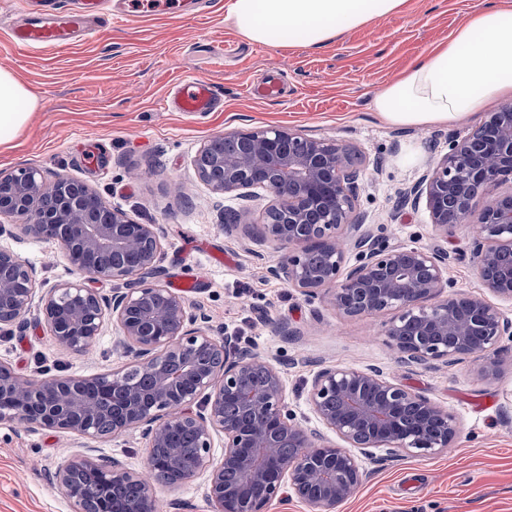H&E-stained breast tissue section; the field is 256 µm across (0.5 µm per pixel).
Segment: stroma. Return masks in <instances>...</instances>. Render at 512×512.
<instances>
[{
    "instance_id": "1",
    "label": "stroma",
    "mask_w": 512,
    "mask_h": 512,
    "mask_svg": "<svg viewBox=\"0 0 512 512\" xmlns=\"http://www.w3.org/2000/svg\"><path fill=\"white\" fill-rule=\"evenodd\" d=\"M229 0H188L182 15L116 22L70 49L28 51L8 44L16 6L0 0V69L12 72L38 105L14 148L0 146V169L33 167L46 181L65 174L97 190L143 224L159 225L167 275L198 281L187 292L203 329L232 334L285 373L288 403L309 416L307 390L320 365L378 368L452 412L458 435L431 455L361 457L363 483L336 512H512V339L492 356L497 378L481 374L482 359L401 366L386 343L387 315L348 318L272 278L281 258L274 246L246 234L227 236L226 211L248 208L260 223L266 202L218 196L197 177L194 157L230 131L286 128L349 145L363 170L355 211L391 244L431 247L440 237L425 206L402 200L403 190L436 164L449 138L487 117L479 112L454 126L399 127L370 108L372 95L432 45L449 39L472 13L499 0H408L407 8L350 30L319 48H277L249 42L227 19ZM227 49L223 69L212 56ZM186 74L222 93L202 117L165 108ZM470 230L458 225L446 241L448 275L456 291H478L468 251ZM50 286L80 280L60 244L21 238L12 243ZM289 326L291 335L277 331ZM113 328L83 352L57 345L38 310L24 326L0 333V362L22 376L91 378L125 368L131 357L113 345ZM86 442L55 430L24 432L0 422V512H74L52 473L84 451ZM98 455L129 467L146 459V442L130 431L96 442Z\"/></svg>"
}]
</instances>
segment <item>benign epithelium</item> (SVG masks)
Masks as SVG:
<instances>
[{
	"label": "benign epithelium",
	"mask_w": 512,
	"mask_h": 512,
	"mask_svg": "<svg viewBox=\"0 0 512 512\" xmlns=\"http://www.w3.org/2000/svg\"><path fill=\"white\" fill-rule=\"evenodd\" d=\"M231 135L241 141L238 153L216 152L212 139L196 154L211 155L212 165L195 169L218 194L249 200L261 189L273 198L263 223L242 224L236 214L224 233L243 230L257 244L287 248L271 268L275 278L346 317L393 313L384 335L408 367L478 356L512 338V320L499 306L512 302V192H495L501 175L512 174V106L449 139L438 166L406 193L414 203L425 199L445 240L472 215L474 199L488 196L468 245L481 291L467 294L448 278L447 249L389 245L355 216L362 172L350 147L283 128ZM46 194L56 198L51 210L41 205ZM21 236L59 242L82 280L37 295L35 268L5 244ZM162 239L159 225L131 219L83 182L59 176L49 185L36 169L0 170V331L20 325L37 303L61 347L84 350L110 317L116 345L133 354L129 370L112 374L118 393L88 390L73 377L24 378L0 363L1 422L97 440L101 404L110 400L108 436L138 430L147 440L140 470L81 455L55 473L76 512H83L82 472L137 486L136 512H158L154 471L178 464L182 434L192 439L195 460L174 485L203 476L213 512H268L282 495L311 512H336L363 482L359 455H427L453 440L448 409L377 368H321L307 394L316 425H303L289 408L278 362L233 336L201 333V315L161 283ZM104 280L123 287L103 295L94 284ZM218 436L224 451L216 462Z\"/></svg>",
	"instance_id": "1"
}]
</instances>
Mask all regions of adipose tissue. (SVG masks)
Masks as SVG:
<instances>
[{
    "label": "adipose tissue",
    "mask_w": 512,
    "mask_h": 512,
    "mask_svg": "<svg viewBox=\"0 0 512 512\" xmlns=\"http://www.w3.org/2000/svg\"><path fill=\"white\" fill-rule=\"evenodd\" d=\"M407 0H231L227 17L250 42L318 47L400 12ZM512 102V0L472 15L376 92L370 106L396 126H452L493 103ZM36 100L0 70V146L12 143Z\"/></svg>",
    "instance_id": "obj_1"
}]
</instances>
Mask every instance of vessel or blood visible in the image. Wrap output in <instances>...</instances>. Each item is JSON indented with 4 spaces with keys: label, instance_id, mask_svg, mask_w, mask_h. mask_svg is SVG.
I'll list each match as a JSON object with an SVG mask.
<instances>
[{
    "label": "vessel or blood",
    "instance_id": "1",
    "mask_svg": "<svg viewBox=\"0 0 512 512\" xmlns=\"http://www.w3.org/2000/svg\"><path fill=\"white\" fill-rule=\"evenodd\" d=\"M21 20L10 30L11 42L32 50L61 49L77 37L91 35L90 20H99L102 27L112 25L111 13L104 9V0H18ZM173 0H129L121 20L129 21L148 15L172 14ZM219 94L211 83L197 77L179 79L170 104L180 112L213 111Z\"/></svg>",
    "mask_w": 512,
    "mask_h": 512
}]
</instances>
